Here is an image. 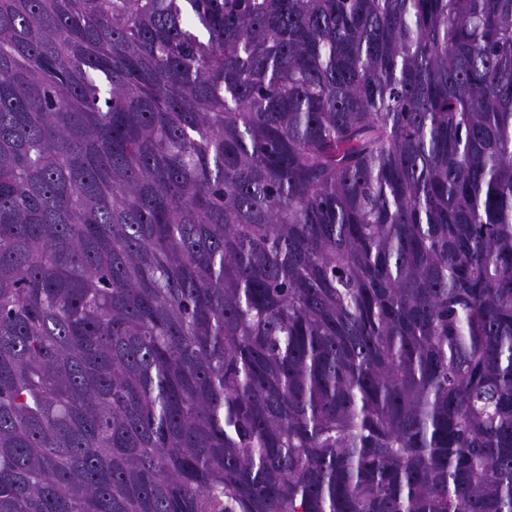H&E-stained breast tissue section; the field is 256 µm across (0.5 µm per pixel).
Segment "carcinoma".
I'll return each mask as SVG.
<instances>
[{
  "label": "carcinoma",
  "instance_id": "cac0c4a2",
  "mask_svg": "<svg viewBox=\"0 0 512 512\" xmlns=\"http://www.w3.org/2000/svg\"><path fill=\"white\" fill-rule=\"evenodd\" d=\"M0 512H512V0H0Z\"/></svg>",
  "mask_w": 512,
  "mask_h": 512
}]
</instances>
